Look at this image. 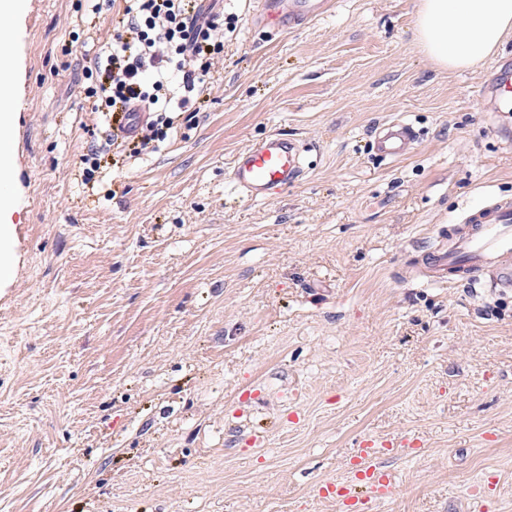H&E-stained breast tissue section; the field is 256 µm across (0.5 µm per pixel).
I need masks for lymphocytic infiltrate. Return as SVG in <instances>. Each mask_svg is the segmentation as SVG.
<instances>
[{"instance_id": "1", "label": "lymphocytic infiltrate", "mask_w": 512, "mask_h": 512, "mask_svg": "<svg viewBox=\"0 0 512 512\" xmlns=\"http://www.w3.org/2000/svg\"><path fill=\"white\" fill-rule=\"evenodd\" d=\"M108 54L94 63L89 96L95 112H144L132 153L156 141L171 113L185 110L212 78L224 47L223 13H203L194 0H125L124 17L108 35Z\"/></svg>"}]
</instances>
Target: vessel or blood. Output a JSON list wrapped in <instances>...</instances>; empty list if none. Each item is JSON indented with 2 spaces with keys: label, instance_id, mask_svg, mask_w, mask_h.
Here are the masks:
<instances>
[{
  "label": "vessel or blood",
  "instance_id": "obj_1",
  "mask_svg": "<svg viewBox=\"0 0 512 512\" xmlns=\"http://www.w3.org/2000/svg\"><path fill=\"white\" fill-rule=\"evenodd\" d=\"M333 6V0H254L251 20L263 27L301 29L324 17ZM490 90L512 107V70L496 71ZM417 139L411 123L395 121L378 128L374 149L382 158L397 160ZM305 174L304 145L272 133L236 155L229 180L246 198L263 200L295 185ZM420 272L435 284L478 277L496 288H512V199L500 197L467 210L461 223L425 253ZM358 448L363 466L354 485L325 483L319 492L341 500L347 512H381L393 489L389 473L378 463L381 449L367 435L360 438Z\"/></svg>",
  "mask_w": 512,
  "mask_h": 512
}]
</instances>
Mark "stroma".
<instances>
[{
    "mask_svg": "<svg viewBox=\"0 0 512 512\" xmlns=\"http://www.w3.org/2000/svg\"><path fill=\"white\" fill-rule=\"evenodd\" d=\"M418 0H337L308 27L224 0L205 105L155 148L83 163L111 119L85 72L123 0H26L7 51L15 267L0 286V512H341L360 437L386 512H512V288L412 274L462 214L512 198V111L482 93L512 32L449 72ZM397 119L420 132L391 161ZM273 132L307 172L228 181ZM418 137L411 123L405 120L390 122L375 132L374 149L382 158L398 160L412 149ZM305 146L271 133L236 155L229 171L233 187L250 200H263L298 183L306 174Z\"/></svg>",
    "mask_w": 512,
    "mask_h": 512,
    "instance_id": "obj_1",
    "label": "stroma"
}]
</instances>
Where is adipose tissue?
I'll return each instance as SVG.
<instances>
[{
    "instance_id": "ef3b65f1",
    "label": "adipose tissue",
    "mask_w": 512,
    "mask_h": 512,
    "mask_svg": "<svg viewBox=\"0 0 512 512\" xmlns=\"http://www.w3.org/2000/svg\"><path fill=\"white\" fill-rule=\"evenodd\" d=\"M24 8V0H0V281L11 277L15 261L10 168L4 158L13 145L9 119L16 98L7 78L13 60L4 47L14 40V22ZM510 30L512 0H420L418 4L417 40L425 54L446 70L476 67Z\"/></svg>"
}]
</instances>
